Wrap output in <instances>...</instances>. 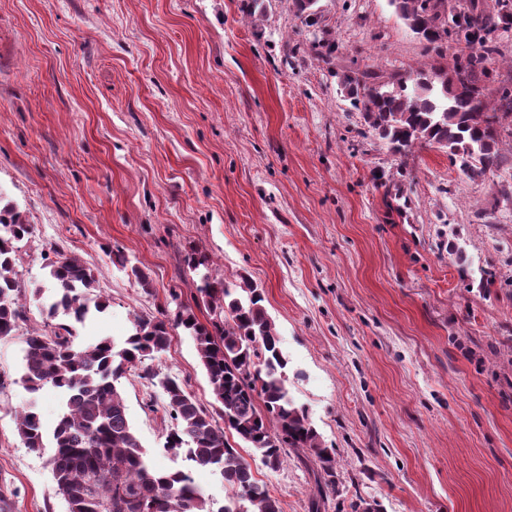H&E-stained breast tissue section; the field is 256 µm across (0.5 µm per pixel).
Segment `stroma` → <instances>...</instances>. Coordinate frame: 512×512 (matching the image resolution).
Here are the masks:
<instances>
[{"label":"stroma","instance_id":"1","mask_svg":"<svg viewBox=\"0 0 512 512\" xmlns=\"http://www.w3.org/2000/svg\"><path fill=\"white\" fill-rule=\"evenodd\" d=\"M320 6L308 26L292 0L252 19L241 0H0V192L32 227L18 278L52 295L59 244L110 301L76 344L120 343L172 288L207 320L178 255L197 247L264 291L290 394L336 451L326 512H512V162L473 180L438 148L393 154L339 75L432 57L389 0ZM23 356L21 337L0 339V486L11 512H67L51 448L15 429L30 400L48 426L60 409L56 390L24 388ZM144 365L212 407L183 330ZM119 388L151 462L179 466L161 389L135 369ZM252 467L282 512H308L295 453Z\"/></svg>","mask_w":512,"mask_h":512}]
</instances>
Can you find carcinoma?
Wrapping results in <instances>:
<instances>
[{
	"instance_id": "1",
	"label": "carcinoma",
	"mask_w": 512,
	"mask_h": 512,
	"mask_svg": "<svg viewBox=\"0 0 512 512\" xmlns=\"http://www.w3.org/2000/svg\"><path fill=\"white\" fill-rule=\"evenodd\" d=\"M319 2L293 0L305 25L315 24ZM390 4L429 49L438 53L451 39L467 50L450 64L435 60L387 78L349 70L341 85L352 105L396 154L416 145L441 148L473 179L499 168L502 136L512 139V83L491 89L490 66L503 56L501 33L512 29V0ZM30 234L19 208L0 197V338L23 337L21 380L29 393L51 387L63 395L52 428L32 402L17 415L16 431L32 451L54 448L48 466L67 512H214L194 482L192 472L199 468L219 474L231 489L220 512H281L230 435L271 470L282 466L287 448L312 460L318 497L311 512H321V502L336 493V451L324 444L307 410L289 393L288 359L262 290L247 278L229 286L214 275L210 257L192 247L183 263L198 277L207 323L173 288L158 314L134 318L122 347L108 337L77 347L75 325L93 310L108 309L110 301L97 293L93 270L57 244L50 246L55 259L48 264L52 298L44 302L42 289L25 287L15 266L18 243ZM29 300L41 304L49 318L42 329H24ZM178 327L195 342L214 405L205 409L177 378L145 370L144 378L165 395L171 425L164 447L176 456L185 450L186 465L157 469L127 416L119 381L142 359L164 351Z\"/></svg>"
}]
</instances>
